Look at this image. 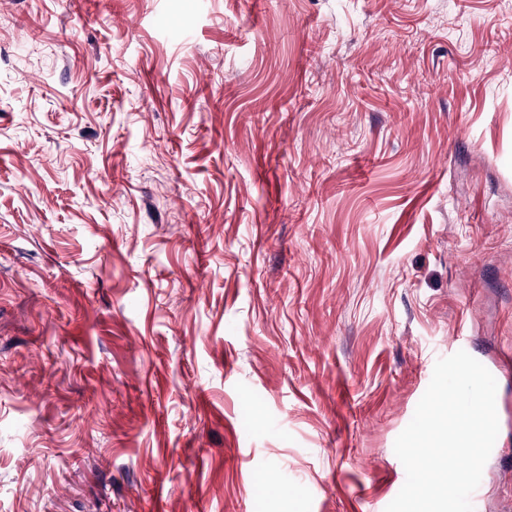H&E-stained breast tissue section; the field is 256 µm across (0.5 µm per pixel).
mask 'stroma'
Segmentation results:
<instances>
[{"mask_svg": "<svg viewBox=\"0 0 512 512\" xmlns=\"http://www.w3.org/2000/svg\"><path fill=\"white\" fill-rule=\"evenodd\" d=\"M512 507V0H0V512H385L435 363Z\"/></svg>", "mask_w": 512, "mask_h": 512, "instance_id": "35a3bbf8", "label": "stroma"}]
</instances>
